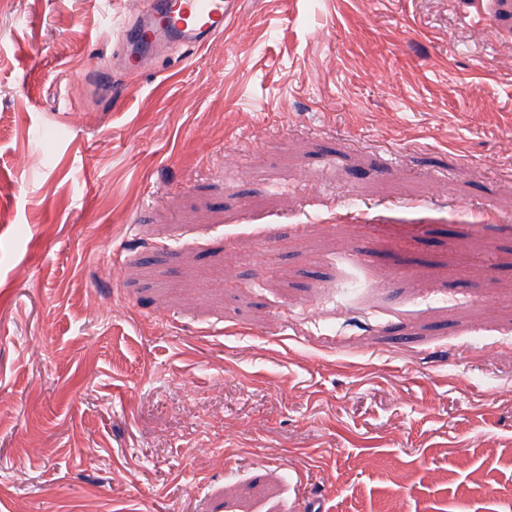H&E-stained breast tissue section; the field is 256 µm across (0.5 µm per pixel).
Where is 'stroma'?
I'll use <instances>...</instances> for the list:
<instances>
[{
	"instance_id": "obj_1",
	"label": "stroma",
	"mask_w": 512,
	"mask_h": 512,
	"mask_svg": "<svg viewBox=\"0 0 512 512\" xmlns=\"http://www.w3.org/2000/svg\"><path fill=\"white\" fill-rule=\"evenodd\" d=\"M132 7L0 0V512H512V0ZM125 35L121 62L146 71L172 45L200 49L237 18L238 0H139Z\"/></svg>"
}]
</instances>
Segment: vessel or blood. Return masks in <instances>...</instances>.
I'll use <instances>...</instances> for the list:
<instances>
[{"label":"vessel or blood","instance_id":"b4317fda","mask_svg":"<svg viewBox=\"0 0 512 512\" xmlns=\"http://www.w3.org/2000/svg\"><path fill=\"white\" fill-rule=\"evenodd\" d=\"M239 12V0H138L121 61L145 71L170 46H207L228 30Z\"/></svg>","mask_w":512,"mask_h":512}]
</instances>
